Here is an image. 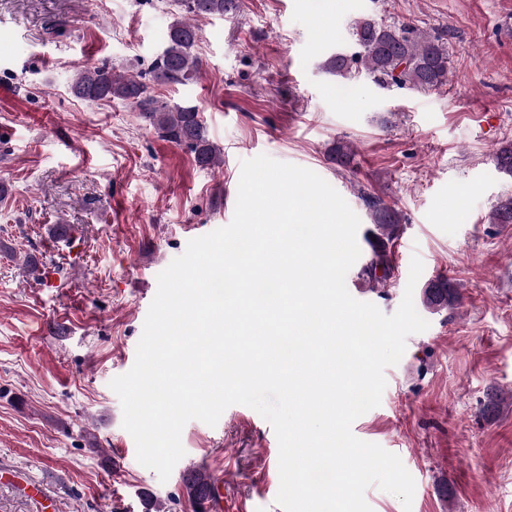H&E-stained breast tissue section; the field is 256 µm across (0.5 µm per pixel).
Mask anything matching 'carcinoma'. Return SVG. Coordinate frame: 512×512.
Listing matches in <instances>:
<instances>
[{
    "instance_id": "cac0c4a2",
    "label": "carcinoma",
    "mask_w": 512,
    "mask_h": 512,
    "mask_svg": "<svg viewBox=\"0 0 512 512\" xmlns=\"http://www.w3.org/2000/svg\"><path fill=\"white\" fill-rule=\"evenodd\" d=\"M237 3L238 0H174L178 17L170 25L167 45L150 66L149 77L117 72L112 65L102 63L81 70L71 83V93L89 102L120 100L138 112L160 138L187 148L198 165H215L217 150L210 142L198 106L171 104L155 94V87L182 85L199 73L201 64L193 53L199 36L195 21L232 13ZM352 37L359 52L351 55L336 52L323 63L327 73L345 83L361 72L383 85L400 88L429 91L448 83V44L439 35L363 17L354 22ZM493 161L499 171L512 176V144L497 149ZM361 198L374 224L364 236L370 257L362 275L384 284L394 274L391 244L398 236L401 218L379 197L364 192ZM490 221L512 224V196L497 201ZM459 301L458 290L444 277L429 281L422 292V305L431 311L451 309ZM185 484L189 495L201 503L210 489L209 475L191 470Z\"/></svg>"
}]
</instances>
